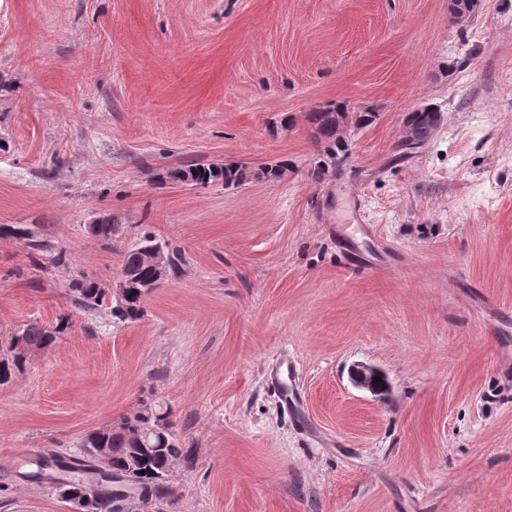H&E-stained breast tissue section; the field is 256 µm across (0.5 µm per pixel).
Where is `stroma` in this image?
I'll return each mask as SVG.
<instances>
[{"label": "stroma", "mask_w": 512, "mask_h": 512, "mask_svg": "<svg viewBox=\"0 0 512 512\" xmlns=\"http://www.w3.org/2000/svg\"><path fill=\"white\" fill-rule=\"evenodd\" d=\"M333 103L376 117L316 181ZM199 160L246 178L159 183ZM1 225L71 259L0 236V338L66 325L0 385V512H70L33 462L145 410L195 460L141 512H512V0H0ZM148 235L186 263L143 319L72 302ZM411 112H426L428 121L425 127H418L413 123H405V143L411 147H418L424 144L437 129L441 122V113L434 107H418ZM1 233L4 235H12L15 237H23L28 239L27 246L29 248L28 260L34 267L43 268L45 261L54 267H66L68 258L66 252L62 249L58 250L49 242L34 240L28 229L16 226L1 227ZM294 376V367L287 359L280 361L271 371L270 377L272 382L280 384L284 393L285 402L288 405V400L294 402L296 400L295 390L292 387L288 388V381H291ZM378 373V377L381 378L380 387L384 390H387L389 387L386 376L381 372H377L376 369L366 366L364 364H354L350 369V379L352 384L360 389H366L374 394L380 395L381 392L376 391L371 385H369L366 380L368 375H374Z\"/></svg>", "instance_id": "stroma-1"}]
</instances>
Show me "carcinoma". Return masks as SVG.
<instances>
[{"mask_svg":"<svg viewBox=\"0 0 512 512\" xmlns=\"http://www.w3.org/2000/svg\"><path fill=\"white\" fill-rule=\"evenodd\" d=\"M340 112L338 108L319 109L311 113L317 138L326 143V150L331 164H336V149L341 140L336 137V125L332 124V114ZM245 179V170L234 164H214L195 162L181 168L165 171L161 180L189 182L195 185H207L222 180L224 185H240ZM5 235L28 239V260L34 267L42 268L48 263L54 267L68 265L66 252L58 250L49 242L34 240L30 232L22 227H1ZM124 288V307L114 308L111 290L103 287L96 280L82 277L70 282L69 289L74 303L85 311L106 310L109 315L120 322H135L144 316V299L157 287L153 270L144 267L140 261L138 247L125 252L121 265ZM62 323L47 327L39 322H29L13 334L8 344L0 347V384L10 380L12 375L26 365L29 355L38 350H45L55 342L57 335L64 332ZM164 417L149 412L125 417L116 426L94 430L82 440L83 453L79 457L64 461L58 457L53 465L65 472L54 479L55 490L64 502L74 498L85 500V512H114L118 508V499L106 487L94 482V468L90 459L94 451L104 448L112 471L123 474L133 464L135 476L141 493V502L147 505L160 501L170 494L167 477L174 460L181 458L192 461V454L177 446L175 437L169 427L163 423ZM155 427L160 430L152 443L143 445L137 439L142 428Z\"/></svg>","mask_w":512,"mask_h":512,"instance_id":"1","label":"carcinoma"}]
</instances>
